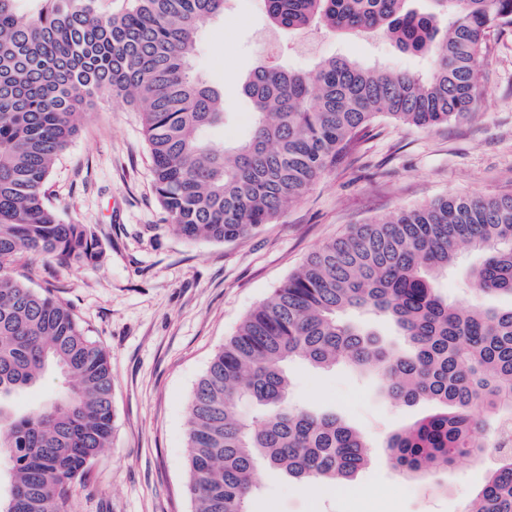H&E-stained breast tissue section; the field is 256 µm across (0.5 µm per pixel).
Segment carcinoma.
Listing matches in <instances>:
<instances>
[{
  "mask_svg": "<svg viewBox=\"0 0 512 512\" xmlns=\"http://www.w3.org/2000/svg\"><path fill=\"white\" fill-rule=\"evenodd\" d=\"M32 13L0 0V512H69L78 481L114 432L112 358L52 290L16 272L24 252L97 264L86 224L63 222L47 183L91 116L93 99L137 112L153 190L188 241L232 242L273 224L332 165L359 152L384 117L429 128L472 118L494 24L512 0H266L271 24L380 31L425 54L424 77L321 60L309 72L262 64L242 82L251 136L227 145L203 132L224 123V100L190 73L198 31L227 0H126L101 16L97 0H39ZM447 19L444 34L439 22ZM482 254L467 272L480 296L512 298V194L447 196L383 222L356 224L312 253L252 309L195 386L187 421V491L194 512H247L257 464L309 489L352 480L369 460L362 432L332 411L288 404L289 362L339 363L376 375L389 400L434 406L392 432L400 475L433 478L465 460L488 476L465 512H512V304L448 302L438 276L460 246ZM352 312L387 318L404 346L382 342ZM56 371L69 387L15 412L11 398ZM251 401L243 418L237 402Z\"/></svg>",
  "mask_w": 512,
  "mask_h": 512,
  "instance_id": "obj_1",
  "label": "carcinoma"
}]
</instances>
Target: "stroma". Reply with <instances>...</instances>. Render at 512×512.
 Wrapping results in <instances>:
<instances>
[{
    "label": "stroma",
    "instance_id": "1",
    "mask_svg": "<svg viewBox=\"0 0 512 512\" xmlns=\"http://www.w3.org/2000/svg\"><path fill=\"white\" fill-rule=\"evenodd\" d=\"M270 38L272 56L264 49ZM485 42L475 118L431 130L375 121L357 156L327 170L278 223L233 242H190L173 230L153 193L136 112L119 99L96 101L54 168L49 198L64 220L95 231L103 258L93 267L33 256L21 262L32 286L56 288L112 358L114 436L82 478L71 512H192L185 492L191 395L256 305L353 225L442 196L512 193V26L489 28ZM332 56L416 75L432 67L430 58L401 52L378 32H276L263 0H230L223 18L201 27L192 60V74L224 96L227 120L206 138L230 144L249 136L251 104L241 81L254 66L273 59L307 71ZM480 260L462 249L441 277L451 303L478 301L465 271ZM288 374L289 403L335 411L363 431L371 459L353 482L322 494L260 469L252 512H464L484 484L485 468L472 462L443 475L437 487L392 468L382 449L386 436L429 414L430 404H390L375 376L345 365L321 371L295 361Z\"/></svg>",
    "mask_w": 512,
    "mask_h": 512
}]
</instances>
